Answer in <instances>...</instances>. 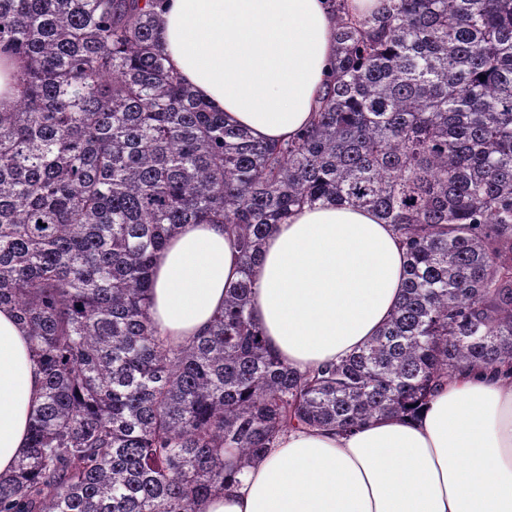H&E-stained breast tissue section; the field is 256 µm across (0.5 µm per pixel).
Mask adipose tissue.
<instances>
[{
    "label": "adipose tissue",
    "instance_id": "ef3b65f1",
    "mask_svg": "<svg viewBox=\"0 0 512 512\" xmlns=\"http://www.w3.org/2000/svg\"><path fill=\"white\" fill-rule=\"evenodd\" d=\"M160 47L227 122L282 142L310 123L336 56L327 0H167ZM405 251L367 209L305 207L277 225L252 271L269 349L308 371L375 336L403 287ZM240 277L220 224H186L160 253L149 315L181 344L202 333ZM42 374L25 330L0 307V475L29 444ZM201 512H512V380L466 370L414 419L356 430L293 429L207 498Z\"/></svg>",
    "mask_w": 512,
    "mask_h": 512
}]
</instances>
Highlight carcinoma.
<instances>
[{"instance_id":"1","label":"carcinoma","mask_w":512,"mask_h":512,"mask_svg":"<svg viewBox=\"0 0 512 512\" xmlns=\"http://www.w3.org/2000/svg\"><path fill=\"white\" fill-rule=\"evenodd\" d=\"M158 2L0 0V53L23 62L0 111V307L43 371L0 512H199L290 428L411 416L464 368L512 366V0H331L336 65L282 143L167 66ZM327 203L395 227L405 286L366 345L301 372L252 318L251 270ZM182 224L224 225L242 277L172 345L151 272Z\"/></svg>"}]
</instances>
